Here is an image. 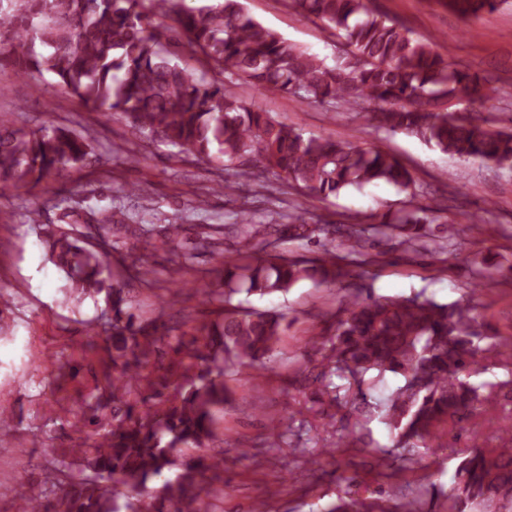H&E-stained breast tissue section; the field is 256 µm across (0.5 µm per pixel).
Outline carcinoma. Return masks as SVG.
Returning <instances> with one entry per match:
<instances>
[{"instance_id": "cac0c4a2", "label": "carcinoma", "mask_w": 512, "mask_h": 512, "mask_svg": "<svg viewBox=\"0 0 512 512\" xmlns=\"http://www.w3.org/2000/svg\"><path fill=\"white\" fill-rule=\"evenodd\" d=\"M369 0H288L304 19L317 20L342 46L333 65L302 50L249 16L240 0H0V69L17 75H49L67 95L127 119L146 139L171 144L199 160L219 161L238 176L262 185L266 175L302 194L326 199L349 187L384 182L401 191L415 184L394 155L328 136L306 137L295 126L242 100L239 80L275 90L307 105L364 118L388 133L415 137L462 160L480 159L512 168V131L461 115L452 104H482L500 92L451 56L439 53L385 15ZM505 0H446L464 20L496 10ZM181 34L213 73L209 80L179 62L168 49ZM46 48L38 52L36 45ZM96 161L92 139L67 127L22 130L0 120V191L33 187L53 174ZM260 224L246 207L229 225L237 258L224 265V311L220 318L179 331L161 318L140 321L125 282L115 278L109 256L112 235L136 237L143 226L126 223L120 210L61 209L58 224L31 222L49 260L64 274V305L102 301L101 325L112 341V373L91 391L96 413L72 422L93 440L79 448L51 449L40 495L16 498L31 512H218L204 494L206 473L224 464V450L190 456L215 438L217 413L229 391L224 371L254 370L252 380L273 369L284 316L232 304L238 285L261 296L286 293L311 280L340 285L346 295L318 351L319 382L312 406L334 445L359 446L379 474L401 470L420 450H443L448 427L498 401L497 386L471 377L493 360L512 367V336L486 349L469 305L440 303L424 293L378 297L352 283L368 273L366 243L378 236L402 245L426 243L440 233L455 245L452 224L432 227L418 210L379 224L355 217L336 225L307 222L301 212L269 211ZM304 241L332 236L338 246L321 255L258 254V245L280 232ZM182 225L167 224L154 248L177 253ZM101 243H91L93 238ZM125 276L144 285L153 269L128 248ZM198 373L169 398L171 377L184 366ZM399 383L380 400L370 391L385 375ZM348 425L337 429V412ZM377 418L390 433L382 446L365 432ZM446 500L448 512H512V446L487 447L483 433L467 435ZM331 512H393L390 498L340 500Z\"/></svg>"}]
</instances>
